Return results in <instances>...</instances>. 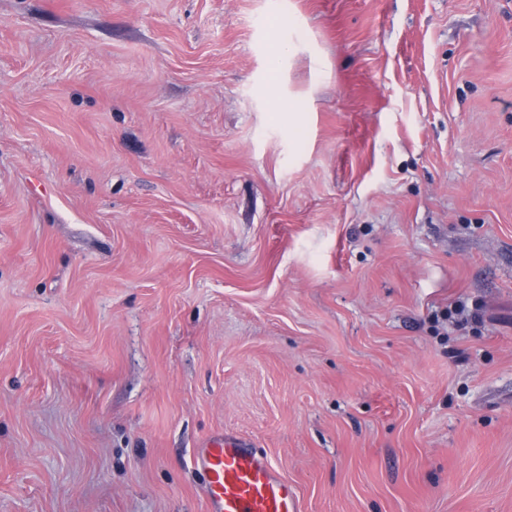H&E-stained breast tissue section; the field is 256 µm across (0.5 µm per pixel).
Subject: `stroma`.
<instances>
[{"mask_svg":"<svg viewBox=\"0 0 512 512\" xmlns=\"http://www.w3.org/2000/svg\"><path fill=\"white\" fill-rule=\"evenodd\" d=\"M216 433L512 512V0H0V512H207Z\"/></svg>","mask_w":512,"mask_h":512,"instance_id":"stroma-1","label":"stroma"}]
</instances>
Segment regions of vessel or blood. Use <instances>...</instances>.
Wrapping results in <instances>:
<instances>
[{"mask_svg":"<svg viewBox=\"0 0 512 512\" xmlns=\"http://www.w3.org/2000/svg\"><path fill=\"white\" fill-rule=\"evenodd\" d=\"M194 462L205 475L207 512H301L296 486L242 436L208 439Z\"/></svg>","mask_w":512,"mask_h":512,"instance_id":"b4317fda","label":"vessel or blood"}]
</instances>
